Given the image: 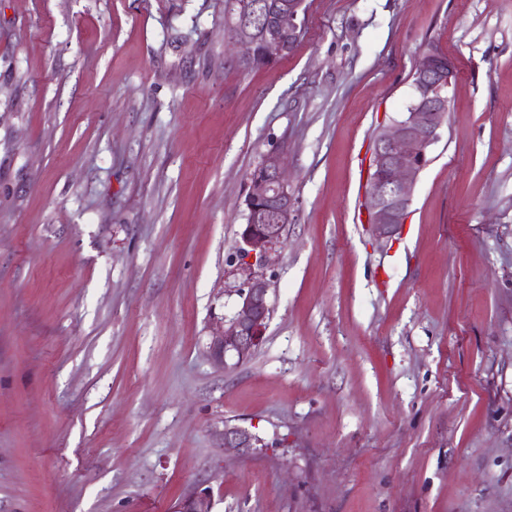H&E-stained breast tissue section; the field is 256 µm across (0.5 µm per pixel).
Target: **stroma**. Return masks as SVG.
<instances>
[{
  "label": "stroma",
  "mask_w": 512,
  "mask_h": 512,
  "mask_svg": "<svg viewBox=\"0 0 512 512\" xmlns=\"http://www.w3.org/2000/svg\"><path fill=\"white\" fill-rule=\"evenodd\" d=\"M428 47L450 110L379 239L374 141ZM273 151L272 313L221 367ZM206 487L211 512H512V0H308L259 66L224 0H0V512ZM220 435L228 448H254V444L259 441L248 429L228 424H224Z\"/></svg>",
  "instance_id": "obj_1"
}]
</instances>
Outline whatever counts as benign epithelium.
<instances>
[{
	"instance_id": "1",
	"label": "benign epithelium",
	"mask_w": 512,
	"mask_h": 512,
	"mask_svg": "<svg viewBox=\"0 0 512 512\" xmlns=\"http://www.w3.org/2000/svg\"><path fill=\"white\" fill-rule=\"evenodd\" d=\"M305 12L306 0H288L273 25L259 34L245 20L235 22L232 43L240 58L252 62L253 54L248 48L258 40L267 46L269 59L277 58L282 52L279 32L302 30L301 15ZM454 77L452 67H440L436 54L423 55L413 74L414 97L407 111L376 138L367 210L370 223L381 237L394 233L411 204V188L445 122L447 89ZM262 166L265 175L250 183L249 222L240 232L238 267L245 280L238 289L239 301L233 315L224 320L208 343L209 357L224 367L229 357L239 362L249 358L263 340L272 312L267 270L272 266L271 255L283 240L294 207L282 156L270 153ZM221 437L226 448H252L258 442L248 429L228 424L224 425ZM211 508V494L204 490L185 499L180 512H211Z\"/></svg>"
}]
</instances>
